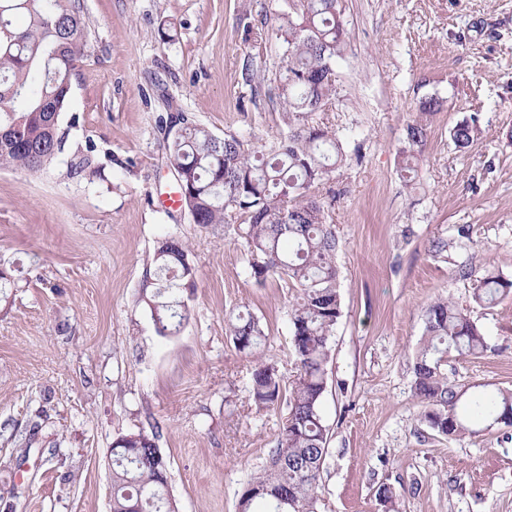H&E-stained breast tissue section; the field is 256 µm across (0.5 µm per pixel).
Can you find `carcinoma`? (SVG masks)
Returning a JSON list of instances; mask_svg holds the SVG:
<instances>
[{
	"mask_svg": "<svg viewBox=\"0 0 512 512\" xmlns=\"http://www.w3.org/2000/svg\"><path fill=\"white\" fill-rule=\"evenodd\" d=\"M81 0H0V169L38 174L64 151L61 115L69 106L72 78L88 47ZM270 36L283 44L285 66L276 78L282 127L252 146L234 134L222 137L188 117L166 136L163 150L180 177L181 201L202 227L236 226L250 275L264 283L277 276L296 289L288 310L290 352L296 375L289 388L274 364L262 360L267 335L249 313L230 314L225 331L238 350L257 356L250 386L256 411L284 405L288 416L267 466L243 487L238 512H319L320 479L328 432L321 416L324 367L341 316L336 250L330 211L336 192L323 191L330 174L345 165L346 144L335 127L317 119L340 102L336 59L346 47L339 0H287L272 18ZM435 94L423 98L406 125L399 176L415 185L428 139L426 116L443 110ZM480 132L479 115L456 124L450 138L462 150ZM71 167L101 174L96 147H76ZM195 268L185 240L157 241L145 269L140 301L155 333L171 338L191 317ZM512 294V280L487 273L473 301L491 306ZM489 345L477 325L449 297L425 310V331L413 364L415 394L427 426L456 439L480 432L512 412V391L476 385L469 391L448 381V354L478 358ZM168 466L154 437L132 429L112 443V512H172Z\"/></svg>",
	"mask_w": 512,
	"mask_h": 512,
	"instance_id": "obj_1",
	"label": "carcinoma"
}]
</instances>
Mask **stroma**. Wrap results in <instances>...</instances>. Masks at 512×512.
<instances>
[{
	"instance_id": "obj_1",
	"label": "stroma",
	"mask_w": 512,
	"mask_h": 512,
	"mask_svg": "<svg viewBox=\"0 0 512 512\" xmlns=\"http://www.w3.org/2000/svg\"><path fill=\"white\" fill-rule=\"evenodd\" d=\"M88 52L62 118L66 144L43 173L0 170V512H110L112 443L156 432L177 512H237L275 448L285 412L249 401L256 361L225 334L230 311L256 316L284 382L293 291L257 284L234 232L157 203L175 185L160 118L188 116L252 144L280 124L273 92L283 48L258 29L284 0H82ZM348 30L330 121L351 154L327 186L339 247L341 316L321 415L328 454L321 512H512V426L453 440L434 433L413 393L425 308L446 295L490 349L449 354V381L512 390V295L472 299L493 270L512 279V0H341ZM173 28L161 42L159 28ZM253 63L258 79L246 82ZM438 95L425 162L397 173L405 127ZM479 114L457 150L449 131ZM93 142L104 170H71ZM466 227L468 238L458 235ZM191 245L195 288L180 335L156 336L138 301L157 240ZM447 252L430 253L432 240ZM472 269L471 278L458 274ZM42 431L31 447L19 436ZM394 498L380 500V486Z\"/></svg>"
}]
</instances>
